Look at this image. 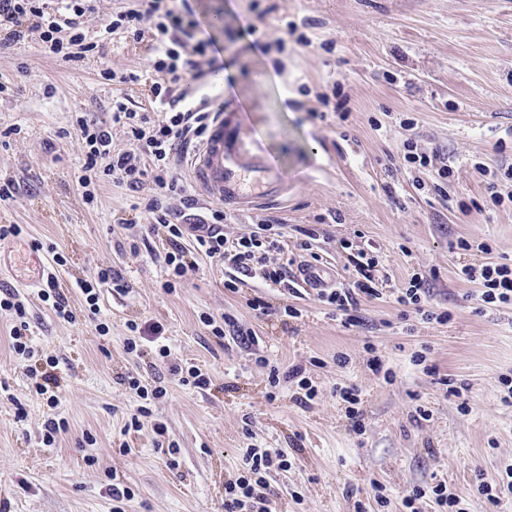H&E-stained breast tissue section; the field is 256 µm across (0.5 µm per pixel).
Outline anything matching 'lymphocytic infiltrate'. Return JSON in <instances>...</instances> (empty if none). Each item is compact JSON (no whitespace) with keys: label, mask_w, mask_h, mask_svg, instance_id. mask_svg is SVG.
I'll list each match as a JSON object with an SVG mask.
<instances>
[{"label":"lymphocytic infiltrate","mask_w":512,"mask_h":512,"mask_svg":"<svg viewBox=\"0 0 512 512\" xmlns=\"http://www.w3.org/2000/svg\"><path fill=\"white\" fill-rule=\"evenodd\" d=\"M86 0H58L50 7L48 0H0V50L17 45L25 36L26 19L36 27L50 52L67 62L84 61L96 47L87 39L80 19L88 11ZM153 21V33H145V21ZM199 21L184 0H146L145 9H129L117 14L105 28L107 34H123L133 42L150 38L154 79L147 89L148 104L132 107L129 96L112 100V122L126 127L134 143L133 150H112L110 124L99 122L89 114L76 119L84 163L75 180L84 197H91L92 186L101 179L132 191L151 188L145 209L153 225L165 231V289H173L188 270L193 269V255L202 254L217 265L228 268L224 286L238 292L247 283L261 288H280L295 292L292 268L296 262L288 250V234L280 224H257L250 234L228 238L223 232L227 214L211 210L207 219L183 223L180 214L168 204L170 198L183 195L185 186L178 166L189 149L199 146L213 118L210 99L205 95H186L181 85L202 76L199 56L205 55L209 43L199 36ZM358 275L352 287L320 289V303L332 307L347 322H355L360 297L376 298L379 260L373 250L358 251L353 260ZM466 280L478 283L476 296L479 311L512 306V263L492 262L466 265L461 269ZM430 278L416 272L407 285L397 291V302L426 322L444 324L449 313L429 308ZM132 336L126 342L134 352L140 342L153 344L159 362L168 363L169 372L179 383L197 389L207 388L211 379L197 365L170 363L171 350L159 325H141L129 321ZM292 462L279 448H248L242 455L241 468L224 485V512H271L270 490L266 476L271 468H290Z\"/></svg>","instance_id":"f902f5d3"}]
</instances>
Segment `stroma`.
Wrapping results in <instances>:
<instances>
[{
  "label": "stroma",
  "mask_w": 512,
  "mask_h": 512,
  "mask_svg": "<svg viewBox=\"0 0 512 512\" xmlns=\"http://www.w3.org/2000/svg\"><path fill=\"white\" fill-rule=\"evenodd\" d=\"M214 43L201 83L238 113L245 132L280 166L291 188L285 202L232 213L227 237L250 233L267 219L286 225L289 245L301 232L320 233V261L334 263L348 284L350 250L374 245L386 276L382 298L361 299L359 324L349 325L315 292H268L276 306L300 307L282 324L253 311L251 287L225 289V269L196 256V266L168 292L160 234L145 209L149 190L101 181L84 202L74 174L82 164L76 118L91 114L112 127V150H131L113 123V94L143 102L140 86L101 76L152 74L148 42L115 38L106 25L133 0H93L81 19L97 41L94 58L74 67L48 53L40 30L0 51V225L18 224L17 245L40 243L60 253L58 284L76 321L59 318L20 271L0 275V289L26 308L37 358L55 359L60 405L68 429L52 446L42 437L53 411L33 391L28 362L11 347L14 311L0 308V512H113L109 490L128 487L124 512H224V483L253 444L294 450L291 469L269 477L275 512H406L402 496L415 485L444 482L466 512H512V500L490 504L479 481L512 464V405L500 395L512 378V308L475 312L477 286L463 280L466 264L512 261V207L494 206L478 161L512 163V0H188ZM295 25L303 43L285 51L273 41ZM347 101L345 117L324 113L318 97ZM440 151L454 170L446 194L433 173L414 176L405 140ZM484 242L489 253L458 250L459 239ZM138 253H131L130 242ZM120 271L132 290L103 288L98 315L84 313L79 282ZM436 272L430 306L452 316L445 325L404 313L392 295L413 272ZM232 316L258 339L256 349L232 336L216 338L202 315ZM163 325L171 359L195 363L208 389L181 386L151 355L127 351V321ZM108 324L99 335L98 323ZM422 352L425 365L411 356ZM267 358L259 365L256 355ZM384 370L374 372L371 355ZM347 367H339V358ZM304 366L318 393L310 407L284 384L266 398L269 366ZM391 378H384V371ZM166 387L151 404L150 425L123 433L139 399L119 378ZM453 379L461 397L449 395ZM361 393L360 430H353L336 387ZM467 409H460V402ZM424 405L428 418L416 407ZM167 428L175 453L157 447L153 424ZM129 453H120L121 444ZM390 502L378 508L374 483Z\"/></svg>",
  "instance_id": "35a3bbf8"
}]
</instances>
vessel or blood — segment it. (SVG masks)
<instances>
[{
    "label": "vessel or blood",
    "mask_w": 512,
    "mask_h": 512,
    "mask_svg": "<svg viewBox=\"0 0 512 512\" xmlns=\"http://www.w3.org/2000/svg\"><path fill=\"white\" fill-rule=\"evenodd\" d=\"M216 119L209 127L203 144L190 155L187 172L195 190L206 199L223 201L226 207L254 211L277 201L288 192L280 172L271 166L254 141L243 136L235 113L215 104ZM26 264L33 271L27 282L43 281L48 272L45 257L31 250L10 260L0 249V272L13 262ZM300 282L319 290L336 284V273L318 264L302 265Z\"/></svg>",
    "instance_id": "vessel-or-blood-1"
}]
</instances>
